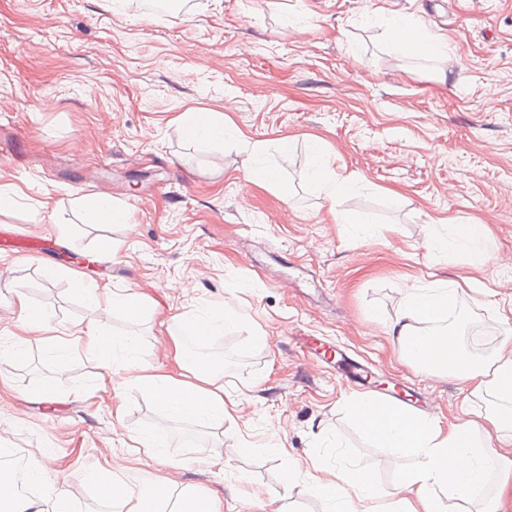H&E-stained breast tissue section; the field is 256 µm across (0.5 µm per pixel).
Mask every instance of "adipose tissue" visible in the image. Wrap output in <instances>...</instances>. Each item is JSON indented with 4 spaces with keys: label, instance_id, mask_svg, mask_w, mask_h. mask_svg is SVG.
Instances as JSON below:
<instances>
[{
    "label": "adipose tissue",
    "instance_id": "obj_1",
    "mask_svg": "<svg viewBox=\"0 0 512 512\" xmlns=\"http://www.w3.org/2000/svg\"><path fill=\"white\" fill-rule=\"evenodd\" d=\"M384 23L394 52L418 57L443 55L444 43L426 36L412 23L395 17L385 18ZM312 149L310 181L324 200L335 202L351 188L354 177L336 171L320 142H313ZM484 241V225L454 224L448 238L438 240L437 246L464 253L473 264L480 265L487 256ZM84 291L89 307L97 311L120 309L135 319L145 307L144 295L130 290L118 293L88 285ZM13 295L24 324L19 345H26L29 337L39 336L63 354L83 348L102 363L100 390L129 381L148 392L169 420L223 422L222 375L210 362L192 359L183 339H204L221 327H235L232 313L173 318L167 327L166 345L173 368L144 365L128 379L120 375L119 369L132 363L137 348L135 337H114L101 321L92 320L75 324L70 339H62L53 335L46 309L35 306L22 290H14ZM458 295V289L453 287L404 295L389 322V335L402 358L418 372L463 379L471 385L473 394L494 397V404L476 412L468 421L444 427L417 416L400 415L366 395L349 400L352 414L379 444L402 449L412 459L401 473V499L396 512H443L441 501L445 498L479 503L481 512H505V504L512 503V449L499 450L492 441L494 432L512 423V336L503 337L502 353L490 362H475L462 355L457 336L445 327L446 321L453 318ZM53 466L54 457L49 452L28 458L23 472L25 481L44 488L40 496L29 497L15 493L12 466L1 463L0 494L8 498L7 512H69L66 496L47 488ZM495 470L500 476L494 481L490 474ZM86 478L95 483L101 499L124 512H162L163 505L173 500L179 504L177 512H217L209 494L189 485L176 492L167 482L149 481L135 492L96 472L87 473ZM310 490L341 499L345 512H379L378 495L362 468H335L325 480L312 477ZM361 502L366 505L362 511L357 508Z\"/></svg>",
    "mask_w": 512,
    "mask_h": 512
}]
</instances>
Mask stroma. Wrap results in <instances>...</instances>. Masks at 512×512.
Listing matches in <instances>:
<instances>
[{"mask_svg": "<svg viewBox=\"0 0 512 512\" xmlns=\"http://www.w3.org/2000/svg\"><path fill=\"white\" fill-rule=\"evenodd\" d=\"M178 2L159 13L148 0H0V186L16 192L0 213V281L61 330L96 317L73 277L144 292L138 320L99 317L155 367L172 318L232 311L240 327L198 352L223 374L224 421H169L132 384L99 390L101 369L81 350L61 363L33 340L12 354L19 313L0 291V445L22 459L51 451L70 474L72 512H116L83 481L91 471L136 488L191 485L220 512H338L308 492V473L348 463L370 466L392 504L407 457L358 425L352 388L301 340L414 386L440 423L486 407L465 382L418 373L386 324L407 291L454 283L463 354L495 356L512 328V0ZM385 15L420 22L446 58L392 52ZM456 66L458 80H441ZM184 112L223 113L229 137L185 140ZM314 137L357 179L333 205L308 180ZM257 143L289 200L251 181ZM98 193L128 222L89 223ZM452 224L486 225L483 266L433 248ZM45 381L55 406L35 395ZM135 431L161 432L162 446L136 452ZM296 462L303 471L284 487Z\"/></svg>", "mask_w": 512, "mask_h": 512, "instance_id": "1", "label": "stroma"}]
</instances>
